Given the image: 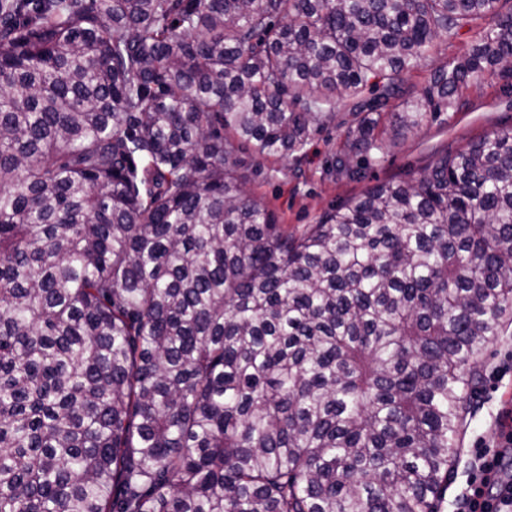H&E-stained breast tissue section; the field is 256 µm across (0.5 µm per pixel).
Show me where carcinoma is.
Here are the masks:
<instances>
[{
    "mask_svg": "<svg viewBox=\"0 0 512 512\" xmlns=\"http://www.w3.org/2000/svg\"><path fill=\"white\" fill-rule=\"evenodd\" d=\"M500 0H0V512H441L512 325V135L288 234L238 157L383 148L512 59ZM469 52L418 95L440 36ZM472 33H463L456 39H438L433 49L420 61L419 65L405 74L406 86L419 94L429 84L435 69L446 61H452L468 52L472 44Z\"/></svg>",
    "mask_w": 512,
    "mask_h": 512,
    "instance_id": "carcinoma-1",
    "label": "carcinoma"
}]
</instances>
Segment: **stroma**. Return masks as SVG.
<instances>
[{
  "label": "stroma",
  "mask_w": 512,
  "mask_h": 512,
  "mask_svg": "<svg viewBox=\"0 0 512 512\" xmlns=\"http://www.w3.org/2000/svg\"><path fill=\"white\" fill-rule=\"evenodd\" d=\"M471 34L454 40L439 39L419 65L405 75L413 93H421L435 69L468 52ZM350 117L340 111L310 136L302 159L291 156L240 157L257 173L247 192L262 201L276 216L278 224L292 235H300L320 217L365 189L388 180H407L430 164L436 151L466 148L487 133L512 131V75L489 76L473 81L462 91L457 109L440 112L417 131L403 138H385L382 151L355 159V176H339L332 170L335 157L347 136ZM512 430V379L496 383L477 382L476 394L467 404L461 451L448 477L444 512H453L455 496L464 485L467 453L474 441L496 440Z\"/></svg>",
  "instance_id": "35a3bbf8"
}]
</instances>
